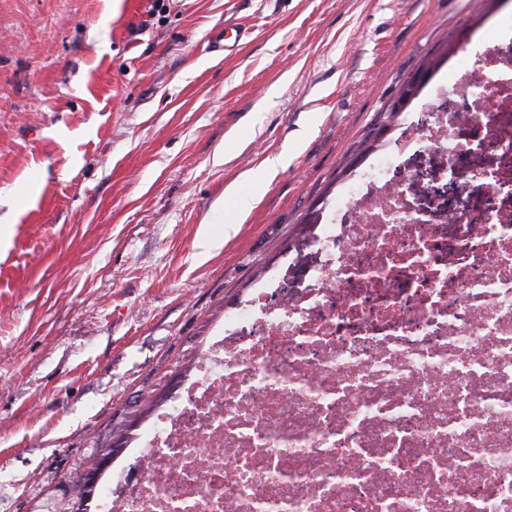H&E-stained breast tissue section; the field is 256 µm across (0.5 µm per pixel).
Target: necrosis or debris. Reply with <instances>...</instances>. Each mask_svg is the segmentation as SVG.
Returning a JSON list of instances; mask_svg holds the SVG:
<instances>
[{"instance_id":"4bbe7bcc","label":"necrosis or debris","mask_w":512,"mask_h":512,"mask_svg":"<svg viewBox=\"0 0 512 512\" xmlns=\"http://www.w3.org/2000/svg\"><path fill=\"white\" fill-rule=\"evenodd\" d=\"M126 451L93 512H512V12L225 308Z\"/></svg>"}]
</instances>
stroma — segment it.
I'll return each mask as SVG.
<instances>
[{"label": "stroma", "instance_id": "obj_1", "mask_svg": "<svg viewBox=\"0 0 512 512\" xmlns=\"http://www.w3.org/2000/svg\"><path fill=\"white\" fill-rule=\"evenodd\" d=\"M511 8L0 0V512L78 501L402 80Z\"/></svg>", "mask_w": 512, "mask_h": 512}]
</instances>
